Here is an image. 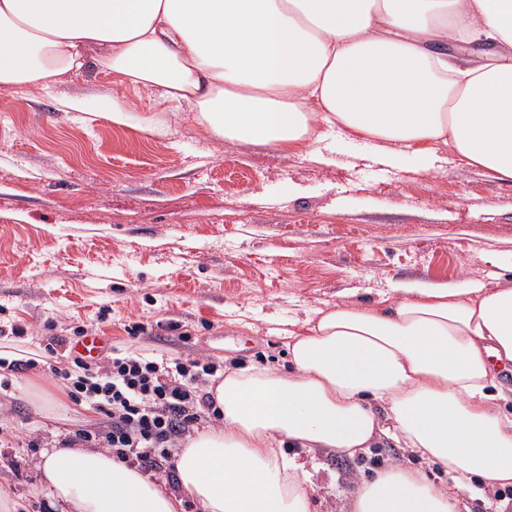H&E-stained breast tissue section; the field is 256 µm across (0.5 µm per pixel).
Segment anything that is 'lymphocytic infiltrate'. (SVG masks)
<instances>
[{
	"mask_svg": "<svg viewBox=\"0 0 512 512\" xmlns=\"http://www.w3.org/2000/svg\"><path fill=\"white\" fill-rule=\"evenodd\" d=\"M218 370L196 359L167 363L134 352L104 362L74 357L53 367L72 398L103 415L102 425L78 430L64 447L109 448L118 459L147 472L172 475L171 450L199 425L198 385Z\"/></svg>",
	"mask_w": 512,
	"mask_h": 512,
	"instance_id": "1",
	"label": "lymphocytic infiltrate"
}]
</instances>
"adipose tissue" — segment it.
<instances>
[{
    "label": "adipose tissue",
    "instance_id": "adipose-tissue-1",
    "mask_svg": "<svg viewBox=\"0 0 512 512\" xmlns=\"http://www.w3.org/2000/svg\"><path fill=\"white\" fill-rule=\"evenodd\" d=\"M493 44L478 56L449 44ZM512 0H0V88L51 90L95 67L188 107L214 138L309 153L318 123L396 163L439 149L512 179ZM384 307L340 302L289 333L290 369L226 372L215 420L176 453L178 491L102 449L54 448L60 512H311L286 447L365 453L383 436L438 464L362 481L350 512H455L469 480L512 484V287L406 282ZM386 404L380 421L373 403Z\"/></svg>",
    "mask_w": 512,
    "mask_h": 512
}]
</instances>
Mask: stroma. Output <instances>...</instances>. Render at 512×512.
Listing matches in <instances>:
<instances>
[{
    "mask_svg": "<svg viewBox=\"0 0 512 512\" xmlns=\"http://www.w3.org/2000/svg\"><path fill=\"white\" fill-rule=\"evenodd\" d=\"M111 92L93 70L48 93L0 89V348L38 361L0 370V489L15 512H49L43 454L102 420L49 370L70 366L77 332L285 372V331L336 302L377 306L399 282L512 285V180L447 151L427 172L415 155L394 167L362 136L328 163L219 141L146 90L121 94L132 119L156 120L154 135L61 104ZM135 325L143 333L129 335ZM30 384L61 409L36 414ZM298 455L317 464L313 512H349L360 480L381 468L440 474L384 440L355 458Z\"/></svg>",
    "mask_w": 512,
    "mask_h": 512,
    "instance_id": "35a3bbf8",
    "label": "stroma"
}]
</instances>
